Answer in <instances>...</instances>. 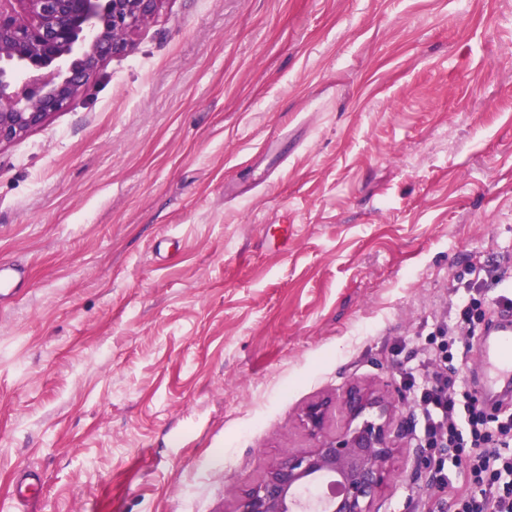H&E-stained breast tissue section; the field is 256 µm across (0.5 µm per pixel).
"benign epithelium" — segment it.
<instances>
[{
  "instance_id": "7a95c632",
  "label": "benign epithelium",
  "mask_w": 512,
  "mask_h": 512,
  "mask_svg": "<svg viewBox=\"0 0 512 512\" xmlns=\"http://www.w3.org/2000/svg\"><path fill=\"white\" fill-rule=\"evenodd\" d=\"M161 2L0 0V147L65 110L108 57L131 49ZM335 406L346 420L331 430ZM400 406L387 383L309 403L301 423L314 445L268 466L231 512H381L403 473Z\"/></svg>"
}]
</instances>
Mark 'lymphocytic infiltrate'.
I'll return each mask as SVG.
<instances>
[{
  "mask_svg": "<svg viewBox=\"0 0 512 512\" xmlns=\"http://www.w3.org/2000/svg\"><path fill=\"white\" fill-rule=\"evenodd\" d=\"M461 303L459 319L438 327L439 348L402 367L414 394L423 448L448 450L471 481L470 488L459 489L444 461H437L433 478L440 495L429 500L427 512H512V408L486 416L470 388L446 375L449 363L467 358L479 332L471 317L474 299Z\"/></svg>",
  "mask_w": 512,
  "mask_h": 512,
  "instance_id": "1",
  "label": "lymphocytic infiltrate"
}]
</instances>
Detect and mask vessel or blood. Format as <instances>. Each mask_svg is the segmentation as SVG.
<instances>
[{
    "label": "vessel or blood",
    "mask_w": 512,
    "mask_h": 512,
    "mask_svg": "<svg viewBox=\"0 0 512 512\" xmlns=\"http://www.w3.org/2000/svg\"><path fill=\"white\" fill-rule=\"evenodd\" d=\"M492 321L480 336V354L484 387H512V311L497 307L491 311ZM40 477L35 471L25 472L17 479L9 507L35 502Z\"/></svg>",
    "instance_id": "obj_1"
}]
</instances>
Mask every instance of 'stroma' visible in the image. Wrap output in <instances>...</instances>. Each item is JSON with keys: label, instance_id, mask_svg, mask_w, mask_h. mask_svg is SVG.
Segmentation results:
<instances>
[{"label": "stroma", "instance_id": "obj_1", "mask_svg": "<svg viewBox=\"0 0 512 512\" xmlns=\"http://www.w3.org/2000/svg\"><path fill=\"white\" fill-rule=\"evenodd\" d=\"M0 263V501L231 512L308 403L512 289V0H163L0 147ZM40 477L35 471L25 472L20 479L15 482V488L12 496L9 498L8 506H5V502L2 501L0 504L1 511L8 512L12 509H16V505L21 503L23 505L33 503L37 500L35 492L39 486Z\"/></svg>", "mask_w": 512, "mask_h": 512}]
</instances>
